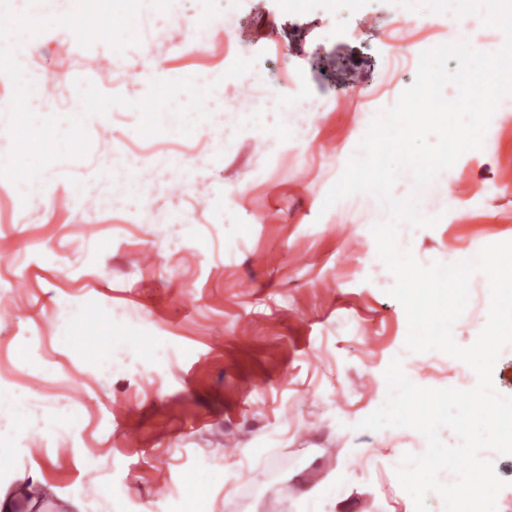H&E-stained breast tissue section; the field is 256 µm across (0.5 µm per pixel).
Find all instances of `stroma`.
I'll return each instance as SVG.
<instances>
[{
  "instance_id": "stroma-1",
  "label": "stroma",
  "mask_w": 512,
  "mask_h": 512,
  "mask_svg": "<svg viewBox=\"0 0 512 512\" xmlns=\"http://www.w3.org/2000/svg\"><path fill=\"white\" fill-rule=\"evenodd\" d=\"M256 7L212 0L227 26L203 29L202 54L183 28L157 39L137 27L120 50L74 25L25 31L17 60L36 80L32 103L78 114V79L124 99L86 120V157L52 163L36 187L0 178V240L15 248L0 253V484L39 477L57 512L97 496L116 512H415L395 470L425 437L357 427L383 403L406 314L379 283L368 219L322 204L339 159L413 84L417 49L449 36L428 22L394 28L390 0H342L334 14L313 0L296 26L276 0ZM146 51L175 79L238 56L274 86L305 76L306 137L268 154L263 128L293 112L241 114L224 150L205 122L142 135L133 75ZM502 120L453 166L447 219L404 231L421 264L512 241V190L499 183L512 114ZM212 152L194 178L186 159ZM122 182L117 206L107 190ZM227 184L228 223L208 204ZM405 363L416 385H459L442 352Z\"/></svg>"
}]
</instances>
